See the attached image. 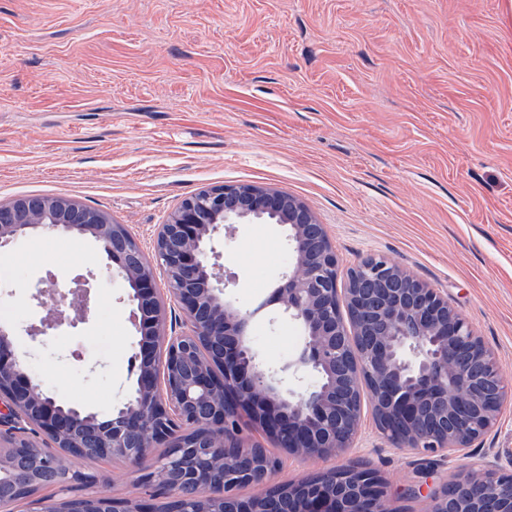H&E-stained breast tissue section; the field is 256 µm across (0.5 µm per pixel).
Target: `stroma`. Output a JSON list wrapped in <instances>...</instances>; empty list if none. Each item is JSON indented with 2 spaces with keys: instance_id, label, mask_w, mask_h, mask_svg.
<instances>
[{
  "instance_id": "obj_1",
  "label": "stroma",
  "mask_w": 512,
  "mask_h": 512,
  "mask_svg": "<svg viewBox=\"0 0 512 512\" xmlns=\"http://www.w3.org/2000/svg\"><path fill=\"white\" fill-rule=\"evenodd\" d=\"M224 184L271 186L324 224L338 281L373 255L437 289L512 384V0H0V203L60 197L126 225L148 260L181 202ZM214 273L243 309L288 265L275 224L217 235ZM86 281L91 310L65 334L28 335L53 310L34 295ZM128 287L89 239L33 234L0 251V321L57 403L108 417L135 386L140 335ZM268 365L299 327L270 306L250 324ZM282 461L276 482L324 468ZM512 460V402L470 453L422 468L364 410L348 460L381 471L396 512H428L435 488ZM72 471L115 498L144 495L118 459Z\"/></svg>"
}]
</instances>
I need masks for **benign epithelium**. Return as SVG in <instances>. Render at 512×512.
<instances>
[{"label": "benign epithelium", "instance_id": "obj_1", "mask_svg": "<svg viewBox=\"0 0 512 512\" xmlns=\"http://www.w3.org/2000/svg\"><path fill=\"white\" fill-rule=\"evenodd\" d=\"M234 224L286 229L289 263L269 302L301 328L298 357L276 369L250 346L256 311L224 297L228 283L210 271V243ZM89 238L128 283L140 333L134 391L109 418L56 403L0 324V474L44 473L65 492L80 474L55 454L31 459L28 434L57 440L67 454L87 448L125 460L135 483L164 498L158 506L91 491L38 512H392L391 487L378 471L349 462L287 484L279 460L262 464L257 497L238 494L253 481L255 445L243 416L267 436L288 435L289 455L341 457L356 441L369 394L376 426L396 448L441 464L483 439L512 399L491 350L439 291L383 256H372L338 287L336 253L324 225L302 201L271 187L224 184L182 201L159 225L150 266L126 225L64 198L22 196L0 204V248L35 230ZM166 281V306L156 275ZM317 381L283 391L281 374ZM165 452L151 459V449ZM28 485L0 509L29 497ZM195 507L189 509L186 504ZM430 512H512V470L498 459L458 475L432 494Z\"/></svg>", "mask_w": 512, "mask_h": 512}]
</instances>
